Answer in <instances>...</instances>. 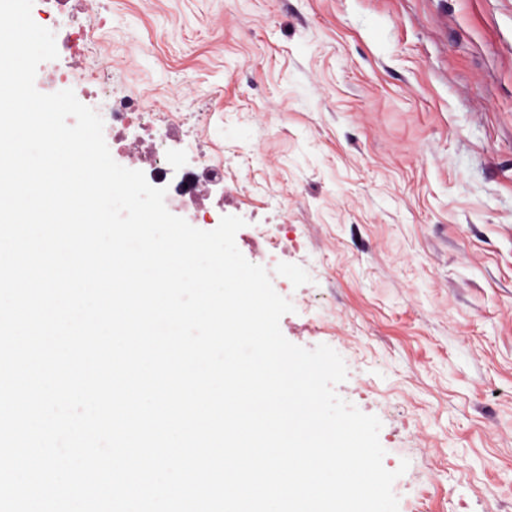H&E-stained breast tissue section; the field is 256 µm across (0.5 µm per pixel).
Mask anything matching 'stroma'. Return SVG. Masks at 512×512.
<instances>
[{
	"instance_id": "1",
	"label": "stroma",
	"mask_w": 512,
	"mask_h": 512,
	"mask_svg": "<svg viewBox=\"0 0 512 512\" xmlns=\"http://www.w3.org/2000/svg\"><path fill=\"white\" fill-rule=\"evenodd\" d=\"M84 56L230 171L213 221L382 422L399 512H512V0H67ZM287 225L285 248L268 241Z\"/></svg>"
}]
</instances>
